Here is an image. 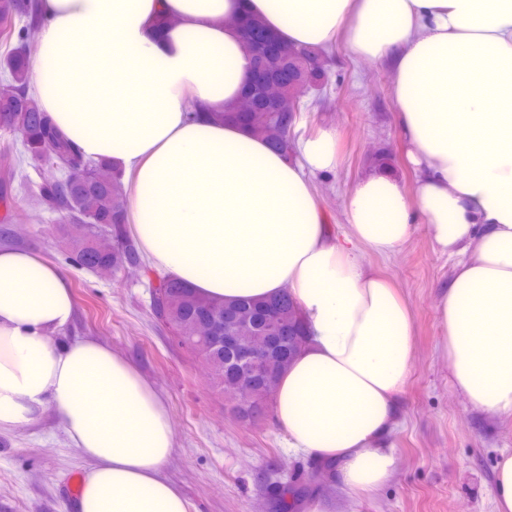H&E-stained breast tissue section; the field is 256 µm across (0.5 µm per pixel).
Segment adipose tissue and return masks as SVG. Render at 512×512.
<instances>
[{"mask_svg":"<svg viewBox=\"0 0 512 512\" xmlns=\"http://www.w3.org/2000/svg\"><path fill=\"white\" fill-rule=\"evenodd\" d=\"M31 74L58 132L130 184L132 231L152 264L202 295L286 293L310 340L282 374L274 414L290 450L329 461L355 498L383 487L388 436L416 351L413 315L361 249L388 257L415 232L454 256L436 306L452 388L512 418V0H41ZM286 45L344 42L388 64L405 160L358 181L332 234L313 191L338 133L294 154L220 119L251 75L231 17ZM74 314L61 269L0 248V434L55 409L86 461L78 512H190L163 474L174 433L161 394L92 338L59 341Z\"/></svg>","mask_w":512,"mask_h":512,"instance_id":"1","label":"adipose tissue"}]
</instances>
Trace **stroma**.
I'll return each mask as SVG.
<instances>
[{"instance_id": "stroma-1", "label": "stroma", "mask_w": 512, "mask_h": 512, "mask_svg": "<svg viewBox=\"0 0 512 512\" xmlns=\"http://www.w3.org/2000/svg\"><path fill=\"white\" fill-rule=\"evenodd\" d=\"M327 55L329 84L300 112L289 137L297 141L329 127L339 133L335 172L314 180L326 220L339 234L346 227V194L372 172V153L397 155L394 171L404 184L416 174L400 160L391 73L355 60L340 44ZM70 240L61 216L42 211L30 196L16 195L13 213L0 206V248L38 253L68 277L75 313L67 337H92L112 347L162 394L175 436L163 473L194 512H284L281 493L294 476L308 478L309 495H335L330 481L311 480V457L286 448L274 419L248 425L230 414L223 394L155 319L146 275L104 276L70 265ZM362 258L410 306L417 355L391 436L394 475L375 493L337 497L338 512H493L494 466L501 451H512V419L469 409L448 383L436 302L453 259L419 231L395 256L366 250ZM85 467L69 448L55 409H48L36 426L0 435V512H77L65 484Z\"/></svg>"}]
</instances>
